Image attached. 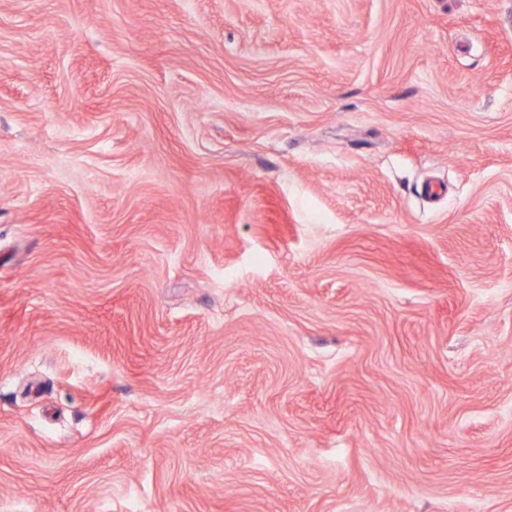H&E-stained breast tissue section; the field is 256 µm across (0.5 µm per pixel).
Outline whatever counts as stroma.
I'll return each instance as SVG.
<instances>
[{"instance_id": "obj_1", "label": "stroma", "mask_w": 512, "mask_h": 512, "mask_svg": "<svg viewBox=\"0 0 512 512\" xmlns=\"http://www.w3.org/2000/svg\"><path fill=\"white\" fill-rule=\"evenodd\" d=\"M0 512H512V0H0Z\"/></svg>"}]
</instances>
